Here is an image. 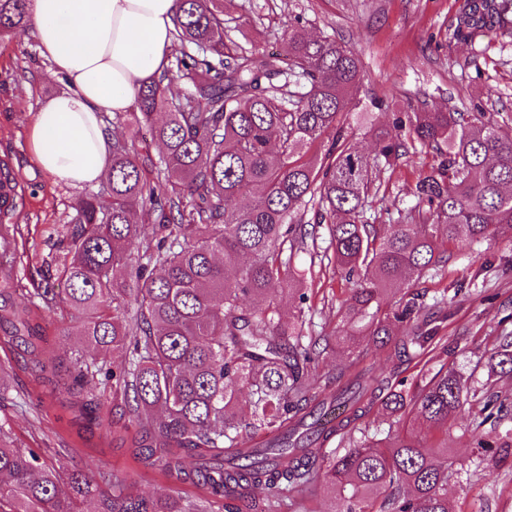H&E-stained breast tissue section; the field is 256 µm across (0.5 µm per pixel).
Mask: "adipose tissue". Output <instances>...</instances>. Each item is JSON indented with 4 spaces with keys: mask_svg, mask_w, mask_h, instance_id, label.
I'll return each instance as SVG.
<instances>
[{
    "mask_svg": "<svg viewBox=\"0 0 512 512\" xmlns=\"http://www.w3.org/2000/svg\"><path fill=\"white\" fill-rule=\"evenodd\" d=\"M41 55L66 85L35 116L37 164L72 186L109 169L104 118L128 111L136 82L161 74L174 51L175 0H29Z\"/></svg>",
    "mask_w": 512,
    "mask_h": 512,
    "instance_id": "1",
    "label": "adipose tissue"
}]
</instances>
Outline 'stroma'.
Instances as JSON below:
<instances>
[{"label": "stroma", "instance_id": "obj_1", "mask_svg": "<svg viewBox=\"0 0 512 512\" xmlns=\"http://www.w3.org/2000/svg\"><path fill=\"white\" fill-rule=\"evenodd\" d=\"M470 0H224V23L230 38L246 49L281 52L289 23L304 26L316 38H330L356 48L363 63L357 94L360 109L350 112L342 144L373 154L374 142L358 120L369 112L379 126H391L395 114L428 112H500L512 116V29H493L488 48L449 41L448 30L467 12ZM32 33L0 43V160L17 185L12 206L0 210V224L17 225L11 244L17 304L31 309L52 348L51 355L78 347L69 331L75 321L45 306L36 288L42 275L54 272L73 228L75 206L99 194L103 184L74 187L43 172L28 145L29 129L44 100L62 90ZM383 100L382 109L373 101ZM435 151L412 145L393 166L382 167L379 189L370 196L367 217L384 226L396 223L417 203V182L437 169ZM314 225V210L303 214ZM313 246L293 249L292 262L304 270L302 295L280 303L283 319L304 316L307 335L331 336L336 313L351 285L329 265V236L315 227ZM453 258L436 274L412 281L409 290L432 299L451 290L442 333L459 340L462 352L448 359L430 358V371L454 368L468 385L512 397V375L490 370L489 357L499 335L512 332V243L502 240L453 246ZM470 288L457 294L460 282ZM98 419H91L66 396L37 387L19 370L12 354L0 350V424L5 439L18 448H37L49 467L92 472L104 491L122 488L145 495L178 492L197 495L196 487L168 480L135 462L129 442L137 427L122 420L112 425V384L101 381ZM512 431V414L483 422L479 406L465 408L449 433L429 432L427 447H444L459 473L448 499L450 512H512V467L478 463V441Z\"/></svg>", "mask_w": 512, "mask_h": 512}]
</instances>
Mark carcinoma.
<instances>
[{"label":"carcinoma","instance_id":"cac0c4a2","mask_svg":"<svg viewBox=\"0 0 512 512\" xmlns=\"http://www.w3.org/2000/svg\"><path fill=\"white\" fill-rule=\"evenodd\" d=\"M177 71L140 83L133 132L163 147L160 163L112 138L109 188L81 199L76 229L55 276L37 294L48 307L78 313L80 343L68 359L45 361L48 339L16 304L7 249L14 229L0 224V348L34 382L83 408L96 401L94 377H112V410L135 421L133 458L165 477L202 488L224 512H275L290 494L321 486L338 512H448L454 462L438 459L407 422L448 432L466 405L484 420L512 403L468 386L452 368L420 371L413 392L398 372L376 373L366 353L322 373L320 343L371 336L386 361L454 355L418 296L399 282L450 262L445 246L512 242V138L500 113L414 112L408 137L441 157L416 185L428 228L399 220L369 223L374 170L408 152L406 141L373 130L375 154L340 147L336 132L353 106L362 64L350 46L312 39L290 25L283 56L224 52L223 0H176ZM512 12V0H472L448 39L474 42ZM31 26L27 0H0V41ZM332 142L314 152L324 139ZM328 225L335 269L354 282L336 336H308L285 323L279 297L304 277L283 256L309 203ZM152 232H146V225ZM249 306H244V302ZM409 325L395 337L391 326ZM492 359L512 373V333ZM404 423L385 442L357 426L375 402ZM338 439V447L328 444ZM477 459L512 461V438L477 444ZM195 463L189 467L186 459ZM267 496L259 498L255 491ZM0 512H202L180 495L102 491L81 470L48 468L32 448L0 443Z\"/></svg>","mask_w":512,"mask_h":512}]
</instances>
